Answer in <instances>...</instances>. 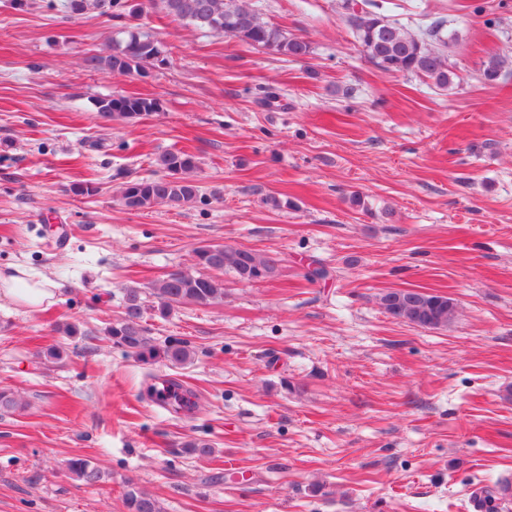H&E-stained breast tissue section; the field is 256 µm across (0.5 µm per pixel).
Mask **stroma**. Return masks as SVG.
Returning <instances> with one entry per match:
<instances>
[{"label":"stroma","mask_w":512,"mask_h":512,"mask_svg":"<svg viewBox=\"0 0 512 512\" xmlns=\"http://www.w3.org/2000/svg\"><path fill=\"white\" fill-rule=\"evenodd\" d=\"M48 3L0 0V274L57 287L38 312L0 299V390L20 403L0 414V512H125L130 483L163 512H472L496 492L512 476V0H385L412 33L444 20L449 88L369 62L346 0H252L310 43L300 61L146 8L169 62L129 75L81 65L118 22ZM112 94L159 107L104 130L94 101ZM179 149L202 201L122 206ZM85 179L97 195L72 193ZM208 242L276 274H224L222 301L164 318L147 298L153 344L187 342L186 365L113 344L126 290L195 272ZM400 289L453 298L455 318L394 320L378 297ZM161 374L191 410L146 396ZM71 458L104 480H75ZM67 471L87 485H94L103 479L102 470L90 460L83 458L70 459L65 464Z\"/></svg>","instance_id":"35a3bbf8"}]
</instances>
